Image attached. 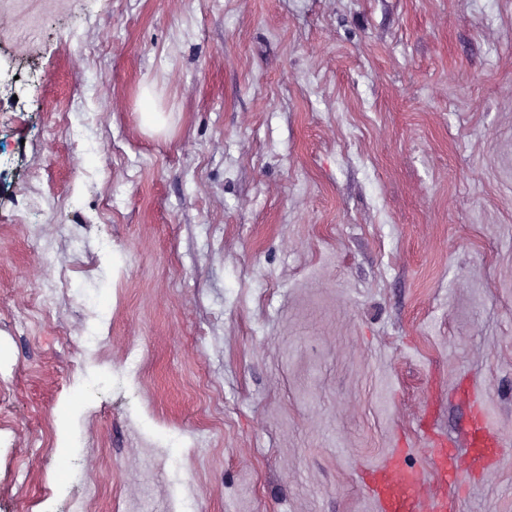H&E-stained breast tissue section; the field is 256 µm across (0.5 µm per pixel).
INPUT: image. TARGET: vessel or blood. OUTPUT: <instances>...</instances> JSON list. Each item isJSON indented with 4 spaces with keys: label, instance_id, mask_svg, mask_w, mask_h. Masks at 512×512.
I'll return each mask as SVG.
<instances>
[{
    "label": "vessel or blood",
    "instance_id": "b4317fda",
    "mask_svg": "<svg viewBox=\"0 0 512 512\" xmlns=\"http://www.w3.org/2000/svg\"><path fill=\"white\" fill-rule=\"evenodd\" d=\"M420 431L435 450L432 473L404 465L400 456H392L379 468L367 470L365 481L379 504L380 512H448L445 498L436 496L423 502L421 494L429 479L466 485L471 474L484 471L495 457L500 442L481 416H473L468 428L465 460H458L446 438L438 435L430 418H422Z\"/></svg>",
    "mask_w": 512,
    "mask_h": 512
}]
</instances>
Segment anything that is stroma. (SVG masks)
<instances>
[{
	"label": "stroma",
	"instance_id": "obj_1",
	"mask_svg": "<svg viewBox=\"0 0 512 512\" xmlns=\"http://www.w3.org/2000/svg\"><path fill=\"white\" fill-rule=\"evenodd\" d=\"M0 68V512H379L427 409L512 512V0H0Z\"/></svg>",
	"mask_w": 512,
	"mask_h": 512
}]
</instances>
